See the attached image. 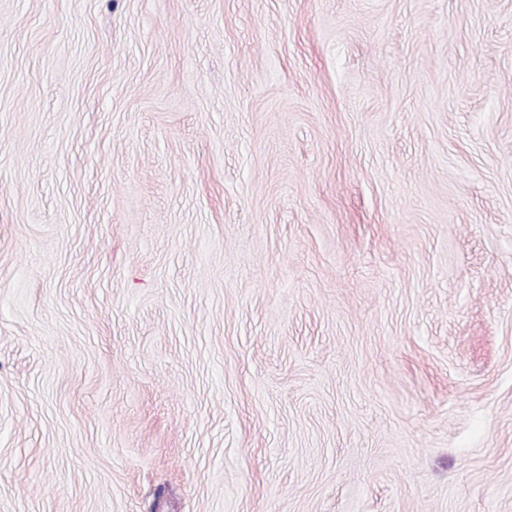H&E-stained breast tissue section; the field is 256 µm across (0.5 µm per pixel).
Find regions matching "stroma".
Returning <instances> with one entry per match:
<instances>
[{
  "instance_id": "35a3bbf8",
  "label": "stroma",
  "mask_w": 512,
  "mask_h": 512,
  "mask_svg": "<svg viewBox=\"0 0 512 512\" xmlns=\"http://www.w3.org/2000/svg\"><path fill=\"white\" fill-rule=\"evenodd\" d=\"M0 512H512V0H0Z\"/></svg>"
}]
</instances>
